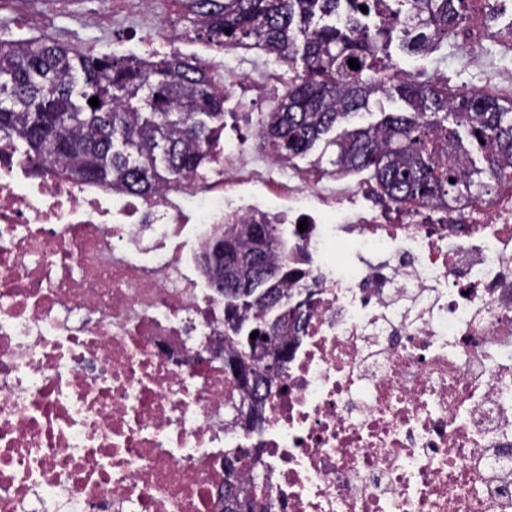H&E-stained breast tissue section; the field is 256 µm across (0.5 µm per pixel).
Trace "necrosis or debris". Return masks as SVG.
Listing matches in <instances>:
<instances>
[{"instance_id":"necrosis-or-debris-1","label":"necrosis or debris","mask_w":512,"mask_h":512,"mask_svg":"<svg viewBox=\"0 0 512 512\" xmlns=\"http://www.w3.org/2000/svg\"><path fill=\"white\" fill-rule=\"evenodd\" d=\"M132 40L148 59L187 36ZM245 54L217 89L264 99ZM336 182L237 134L143 198L0 140V512H222L228 448L259 449L270 512H512V191ZM237 224L302 250L306 320L253 434L224 416V300L188 260Z\"/></svg>"}]
</instances>
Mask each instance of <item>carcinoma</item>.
Listing matches in <instances>:
<instances>
[{
	"instance_id": "carcinoma-1",
	"label": "carcinoma",
	"mask_w": 512,
	"mask_h": 512,
	"mask_svg": "<svg viewBox=\"0 0 512 512\" xmlns=\"http://www.w3.org/2000/svg\"><path fill=\"white\" fill-rule=\"evenodd\" d=\"M397 2L405 10L388 0H182V8L190 30L213 46H263L297 69L259 130L278 157L291 161L322 142L316 168L368 171L400 205L476 202L512 189V101L476 92L450 98L437 83L393 73L385 61L401 13L405 47L418 53L426 40L457 30L468 0ZM379 95H396L411 111L335 134ZM93 97L99 106L89 104ZM223 129L215 69L193 58L83 56L50 39L0 38V136L21 141L26 155L73 180L152 197L203 167ZM286 253L280 225L241 224L199 256L200 270L224 296V376L238 393L229 405L234 424L248 433L263 421L266 394L257 383L267 389L281 379L303 324ZM246 460L253 467L258 458L237 449L224 455L223 512H267L241 466Z\"/></svg>"
}]
</instances>
